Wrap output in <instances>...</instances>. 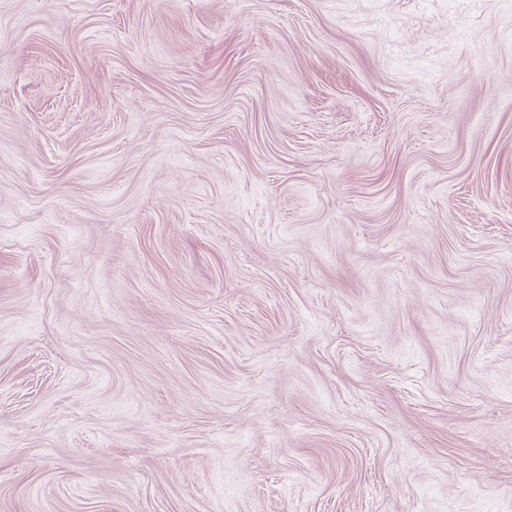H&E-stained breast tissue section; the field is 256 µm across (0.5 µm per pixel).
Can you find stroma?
<instances>
[{
    "label": "stroma",
    "mask_w": 512,
    "mask_h": 512,
    "mask_svg": "<svg viewBox=\"0 0 512 512\" xmlns=\"http://www.w3.org/2000/svg\"><path fill=\"white\" fill-rule=\"evenodd\" d=\"M0 512H512V0H0Z\"/></svg>",
    "instance_id": "35a3bbf8"
}]
</instances>
